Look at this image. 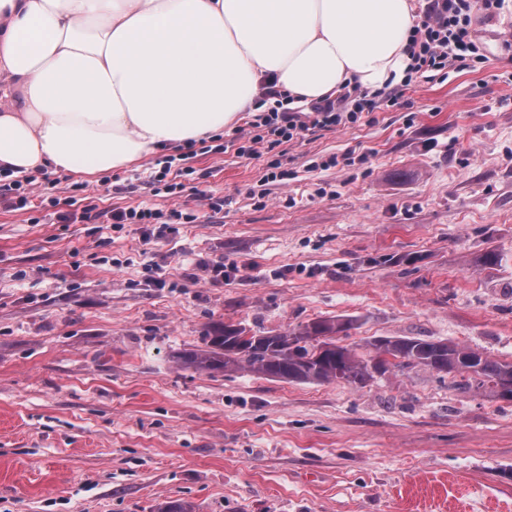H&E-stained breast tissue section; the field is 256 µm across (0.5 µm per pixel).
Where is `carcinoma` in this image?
<instances>
[{
	"label": "carcinoma",
	"mask_w": 512,
	"mask_h": 512,
	"mask_svg": "<svg viewBox=\"0 0 512 512\" xmlns=\"http://www.w3.org/2000/svg\"><path fill=\"white\" fill-rule=\"evenodd\" d=\"M351 323L319 319L297 330L253 333L232 324L203 336V347L179 357L178 365L199 373L247 371L285 382L365 384L394 369L421 366L458 377L460 389L483 390L512 402V362H501L459 344L415 338L377 339L366 353L336 344Z\"/></svg>",
	"instance_id": "carcinoma-1"
}]
</instances>
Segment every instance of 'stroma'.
<instances>
[{
    "mask_svg": "<svg viewBox=\"0 0 512 512\" xmlns=\"http://www.w3.org/2000/svg\"><path fill=\"white\" fill-rule=\"evenodd\" d=\"M474 35L483 63L418 79L372 121L197 155L224 208L185 195L196 220L162 241L57 218L169 212L143 183L153 158L49 174L56 208L0 207V512H512L511 402L422 367L356 385L175 363L215 324L323 318L352 322L340 345L415 337L512 362V0ZM333 153L354 165L311 170ZM275 159L288 185L265 183Z\"/></svg>",
    "mask_w": 512,
    "mask_h": 512,
    "instance_id": "stroma-1",
    "label": "stroma"
}]
</instances>
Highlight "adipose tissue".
<instances>
[{
  "label": "adipose tissue",
  "instance_id": "ef3b65f1",
  "mask_svg": "<svg viewBox=\"0 0 512 512\" xmlns=\"http://www.w3.org/2000/svg\"><path fill=\"white\" fill-rule=\"evenodd\" d=\"M414 0H0V171L93 176L213 138L264 85L404 79Z\"/></svg>",
  "mask_w": 512,
  "mask_h": 512
}]
</instances>
